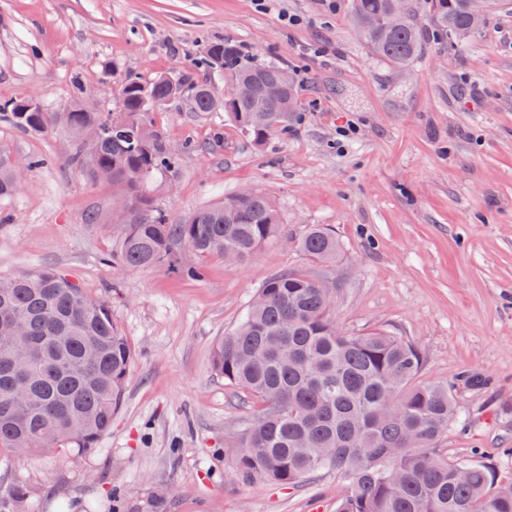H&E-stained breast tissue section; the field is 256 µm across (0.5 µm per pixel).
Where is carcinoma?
Masks as SVG:
<instances>
[{"instance_id":"carcinoma-1","label":"carcinoma","mask_w":512,"mask_h":512,"mask_svg":"<svg viewBox=\"0 0 512 512\" xmlns=\"http://www.w3.org/2000/svg\"><path fill=\"white\" fill-rule=\"evenodd\" d=\"M504 0H487L481 13L470 0H415L429 15L419 27L411 14H395V0H351L352 26L363 31L369 53L406 69L430 41L465 43ZM199 65L206 77L160 75L150 81L129 76L121 85L130 119L124 134H112L91 152L94 174L126 198L128 213L112 263L152 268L168 263L176 246L191 251L178 267L187 279L202 277L194 259L220 254L233 263L251 257L276 238L281 218L271 196L256 189L193 212L173 224L154 206L146 184L177 172L178 160L152 128L154 101L188 95L198 112H224L255 143L285 132L299 119L300 101L288 66L257 62L233 41L208 43ZM231 86L251 84L256 98L229 90L219 100L208 76ZM0 105V121L42 135L58 124L75 139L70 163L84 166L81 130L108 126L114 113L94 112L80 100L64 112L22 111L26 97ZM12 155L0 150V199L15 191ZM298 247L313 262L331 267L341 252L336 236L310 225ZM321 276L300 270L277 274L256 291L236 327L215 344L211 366L224 384L259 405L261 415L227 444L229 476L242 484L266 481L294 487L315 474L334 471L353 488L336 512H512V491H499L490 463L451 459L438 443L458 411L448 385L421 382L424 358L402 336L383 329L342 331L335 301L321 288ZM19 323L38 367L29 390L13 391L16 344L0 341V451L28 453L53 445L94 447L112 426L128 380L134 351L112 320L108 302L52 268L0 276V325Z\"/></svg>"}]
</instances>
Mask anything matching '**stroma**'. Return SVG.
Segmentation results:
<instances>
[{"label":"stroma","mask_w":512,"mask_h":512,"mask_svg":"<svg viewBox=\"0 0 512 512\" xmlns=\"http://www.w3.org/2000/svg\"><path fill=\"white\" fill-rule=\"evenodd\" d=\"M349 2L331 12L325 0H275L260 13L252 0H0V102L25 94L60 112L78 90L108 112L125 76L194 73L215 38L287 64L301 102L299 121L260 146L186 98L152 114L179 156L177 173L150 186L172 223L245 188L266 191L281 213L280 239L237 265L205 257L197 280L167 265L112 267L111 185L70 164L65 128L33 135L0 122L20 179L0 200V276L56 269L111 301L135 353L94 451L0 455V512H336L351 484L330 473L290 488L228 479L224 443L251 410L211 368L215 342L266 279L320 270L297 246L311 224L341 245L325 270L340 328L414 343L421 381L453 386L461 413L441 448L512 481V8L466 45L430 44L398 70L367 51ZM283 11L305 25L282 27ZM317 43L327 55L312 56ZM348 125L355 135L337 144ZM90 210L100 223H85ZM465 372L486 385H464Z\"/></svg>","instance_id":"stroma-1"}]
</instances>
